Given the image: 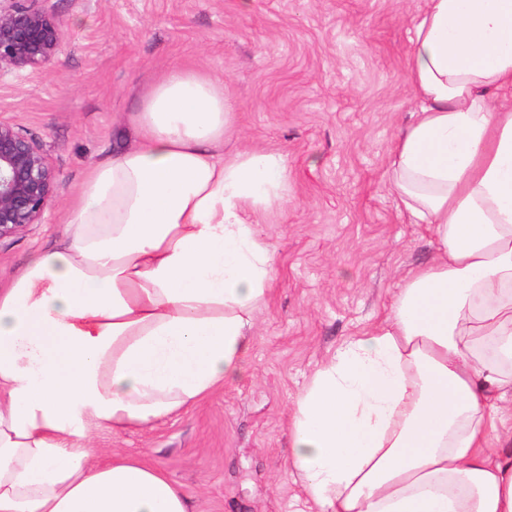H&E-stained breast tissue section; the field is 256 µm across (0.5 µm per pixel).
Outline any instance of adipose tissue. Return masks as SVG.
<instances>
[{
	"instance_id": "obj_1",
	"label": "adipose tissue",
	"mask_w": 512,
	"mask_h": 512,
	"mask_svg": "<svg viewBox=\"0 0 512 512\" xmlns=\"http://www.w3.org/2000/svg\"><path fill=\"white\" fill-rule=\"evenodd\" d=\"M410 41L388 182L433 255L310 376L288 464L309 512H512V0H425ZM236 112L171 65L62 240L0 287V512H193L162 467L89 442L193 407L254 342L273 254L248 216L287 168L225 150Z\"/></svg>"
}]
</instances>
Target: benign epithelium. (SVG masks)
I'll list each match as a JSON object with an SVG mask.
<instances>
[{
	"instance_id": "benign-epithelium-1",
	"label": "benign epithelium",
	"mask_w": 512,
	"mask_h": 512,
	"mask_svg": "<svg viewBox=\"0 0 512 512\" xmlns=\"http://www.w3.org/2000/svg\"><path fill=\"white\" fill-rule=\"evenodd\" d=\"M39 0H0V74L38 71L55 57L61 23ZM57 185L44 146L0 119V242L42 223Z\"/></svg>"
}]
</instances>
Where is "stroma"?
Returning <instances> with one entry per match:
<instances>
[{
	"instance_id": "35a3bbf8",
	"label": "stroma",
	"mask_w": 512,
	"mask_h": 512,
	"mask_svg": "<svg viewBox=\"0 0 512 512\" xmlns=\"http://www.w3.org/2000/svg\"><path fill=\"white\" fill-rule=\"evenodd\" d=\"M62 23L46 68L0 76V118L47 149L57 187L42 223L0 243V284L57 243L88 167L133 143L143 86L188 60L223 77L243 143L286 160L287 201L251 223L274 255L271 290L239 372L195 407L146 429L96 432L164 467L196 512H303L288 466V410L348 337L382 319L431 236L387 185L408 120L413 17L424 0H44Z\"/></svg>"
}]
</instances>
